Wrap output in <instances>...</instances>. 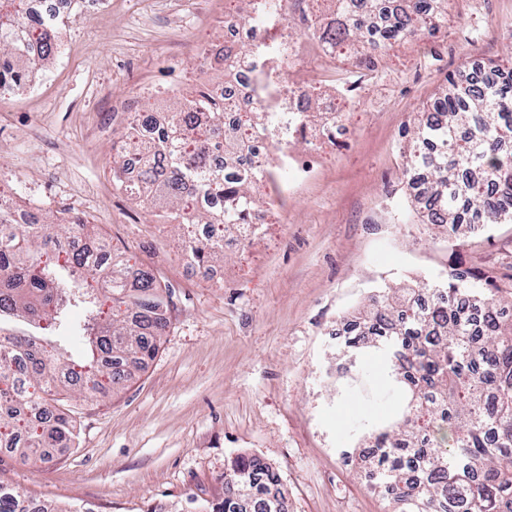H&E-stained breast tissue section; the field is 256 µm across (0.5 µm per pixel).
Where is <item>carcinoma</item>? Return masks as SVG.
<instances>
[{
  "mask_svg": "<svg viewBox=\"0 0 512 512\" xmlns=\"http://www.w3.org/2000/svg\"><path fill=\"white\" fill-rule=\"evenodd\" d=\"M247 22L281 12L279 0H245ZM329 39L347 48L389 46L406 34L424 36L448 15V0H407L384 29L375 5ZM32 0H0V76L19 77L55 54L69 15L39 21L40 57L28 55L19 20ZM500 81L482 88L448 78L411 138L406 175L430 172L440 203L435 224L453 237L471 224L512 222V67L497 64ZM222 91L208 88L180 102L168 121L144 135L130 120L116 148L113 174L123 158L145 161L143 176L125 189L143 202L164 204L168 221L182 226L183 251L207 267L224 254V236L241 231L255 205L252 183L224 181L210 156L231 163L240 143L224 137ZM222 196L226 209L206 197ZM206 227L197 237L193 227ZM85 221L42 220L0 208V447L23 462L45 461L42 448H71L75 425L66 400H96L132 379L151 361L170 325V301L154 271L122 253L98 257L81 247L91 239ZM473 273L456 266L445 282L430 284L429 303L415 289L376 295L342 344L357 358L384 360L380 384L400 396L385 417L362 420L359 436L377 449L370 465L397 512H512V319L501 299L476 287ZM88 313V360L57 346L67 312ZM0 512H45L25 493L0 484ZM213 512H284L276 471L257 456H238L224 479V500Z\"/></svg>",
  "mask_w": 512,
  "mask_h": 512,
  "instance_id": "carcinoma-1",
  "label": "carcinoma"
}]
</instances>
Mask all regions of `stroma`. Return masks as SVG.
I'll return each instance as SVG.
<instances>
[{
  "instance_id": "35a3bbf8",
  "label": "stroma",
  "mask_w": 512,
  "mask_h": 512,
  "mask_svg": "<svg viewBox=\"0 0 512 512\" xmlns=\"http://www.w3.org/2000/svg\"><path fill=\"white\" fill-rule=\"evenodd\" d=\"M229 0H105L65 27L43 83L0 92V188L32 211L79 214L113 247L151 268L171 297V325L144 370L78 404L74 447L22 464L0 448V484L82 512H210L233 458L255 455L280 476L288 512H392L359 469L352 430L393 406L368 359L363 389L333 332L381 288L443 281L451 266L512 279V223L460 238L428 224L403 175L414 125L465 58L512 56V0H448L456 23L382 50L360 79L356 58L316 61L320 86L346 87L348 149L292 143L274 159L261 203L286 215L247 246L229 243L221 284L187 271L182 231L113 180L115 102L167 110L223 81L188 43L224 38Z\"/></svg>"
}]
</instances>
